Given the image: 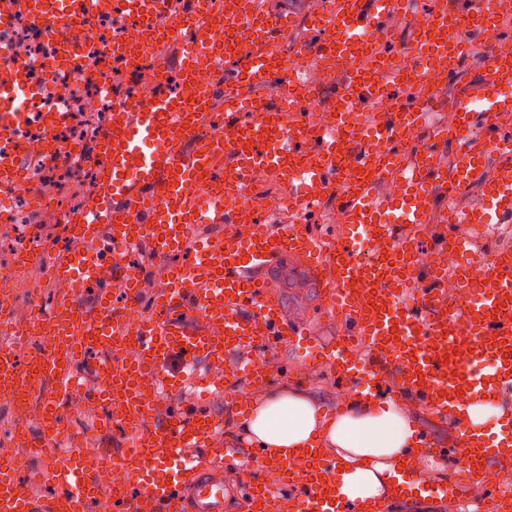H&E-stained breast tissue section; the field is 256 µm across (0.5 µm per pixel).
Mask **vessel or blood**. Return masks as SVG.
Instances as JSON below:
<instances>
[{
	"label": "vessel or blood",
	"mask_w": 512,
	"mask_h": 512,
	"mask_svg": "<svg viewBox=\"0 0 512 512\" xmlns=\"http://www.w3.org/2000/svg\"><path fill=\"white\" fill-rule=\"evenodd\" d=\"M202 4L181 0L173 11L167 0H112L114 11L156 20L129 30L124 62L138 64L143 48L158 41L176 46L170 72L179 87L118 113L101 133L106 162L96 199L72 218L44 264L69 291L50 306L36 304L23 327L30 336L51 328L53 350L30 348L21 362L11 346H0V401L27 396L41 407L25 447L43 452L68 435L60 406L76 394L97 411L102 430L125 426L129 448L112 457L70 449L67 465L36 473L38 496L13 466H0V512H95L104 502L112 512H224V472L195 454H225L222 419L208 401L219 396L246 413L247 400L222 376L227 358L237 357L256 385L289 343L309 349L310 368L350 382L363 399L397 393L430 414H455L465 478L432 497L464 496L471 475L488 485L480 512H512L494 480L496 466L512 463V406L497 430L467 421L473 402H493L512 386V248L478 263L465 235L437 233L428 247L414 245L427 224L512 222V129L498 120L512 111V92L502 88L512 83V43L495 47L486 82L450 103L451 122L428 125L430 108L416 94L431 71L447 78L469 60L470 35L498 29L489 0H427V28L411 29L405 43L396 41L392 19L413 14V0H328L311 17L305 45L309 59L337 79L327 99L273 52L288 34L287 18L266 13L262 0H221L228 28L251 42L241 58L221 36L186 37ZM99 5L0 0V31L20 14L71 34ZM417 47L415 72L388 67L392 53ZM201 64L223 70L224 82L200 87ZM26 74L21 63L0 68V106L34 93ZM297 98L307 111H290ZM408 129L426 131L424 152L404 154ZM25 158L1 128L0 174L19 179ZM257 169L281 175L298 220L274 224L246 203ZM381 184L389 188L383 197ZM475 186L482 193L470 207L450 206ZM324 196L335 198L344 222L319 237L305 217ZM362 237L375 242L373 257L356 251ZM135 244L159 261L146 314L147 279L130 261ZM285 255L301 259L321 286L326 311L343 325L334 341L288 323L266 277ZM202 361L215 375L197 393L191 377ZM435 450L424 438L409 451L394 479L397 496H408L417 460ZM247 465L240 481L248 512H360L331 501L336 463L327 454L308 449L270 462L255 451Z\"/></svg>",
	"instance_id": "obj_1"
}]
</instances>
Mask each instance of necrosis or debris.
Segmentation results:
<instances>
[{"instance_id": "1", "label": "necrosis or debris", "mask_w": 512, "mask_h": 512, "mask_svg": "<svg viewBox=\"0 0 512 512\" xmlns=\"http://www.w3.org/2000/svg\"><path fill=\"white\" fill-rule=\"evenodd\" d=\"M138 24V19L104 5L97 14L82 20L88 35L69 53L48 28L33 25L22 15L8 30L0 31V43L21 52L30 82L40 88L39 94L22 96L11 107L12 112L24 116L13 127L15 140L23 145L39 141L42 116L53 113L58 117L51 133V157L25 166L21 183L0 194V223L15 227L20 237L7 260L0 263V335L8 337L19 352H26L28 339L17 316L28 309L37 286L35 280L26 277L22 266L29 257L46 251L30 221L33 184H51L52 191L43 203L56 216L58 225L67 227L94 194L103 163L99 135L113 113L167 89L154 78V57L129 69L112 56L116 40ZM76 183L83 189L78 197L71 193Z\"/></svg>"}]
</instances>
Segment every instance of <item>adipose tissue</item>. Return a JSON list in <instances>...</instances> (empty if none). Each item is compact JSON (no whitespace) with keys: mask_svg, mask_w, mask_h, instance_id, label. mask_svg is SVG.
<instances>
[{"mask_svg":"<svg viewBox=\"0 0 512 512\" xmlns=\"http://www.w3.org/2000/svg\"><path fill=\"white\" fill-rule=\"evenodd\" d=\"M239 431L242 440L271 457L324 449L342 467L335 475L336 493L346 503L391 498V480L419 440V425L407 403L350 399L331 415L319 397L300 385L253 394Z\"/></svg>","mask_w":512,"mask_h":512,"instance_id":"ef3b65f1","label":"adipose tissue"}]
</instances>
